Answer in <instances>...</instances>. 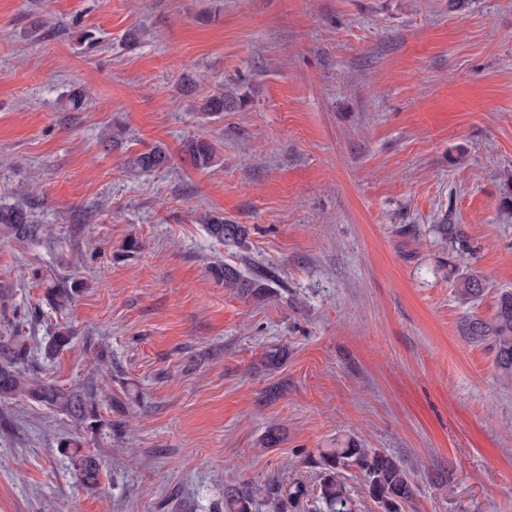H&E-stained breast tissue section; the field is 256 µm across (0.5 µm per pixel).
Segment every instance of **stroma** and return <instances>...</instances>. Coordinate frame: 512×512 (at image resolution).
<instances>
[{
	"label": "stroma",
	"mask_w": 512,
	"mask_h": 512,
	"mask_svg": "<svg viewBox=\"0 0 512 512\" xmlns=\"http://www.w3.org/2000/svg\"><path fill=\"white\" fill-rule=\"evenodd\" d=\"M220 87L247 105L204 115ZM156 145L166 169L128 168ZM0 204L55 233L0 241V339L70 326L35 371L126 401L101 436L0 406V512H222L274 478L317 512L315 461L351 439L408 468L402 512H512V386L462 334L512 289V0H0ZM208 214L247 226L269 296L216 278L238 251ZM447 214L472 254L435 244ZM55 278L79 287L58 312ZM181 150L198 167L209 166L214 158L212 144L198 135L187 136L183 139ZM486 291L487 282L485 278L475 271L466 273L455 284L456 296L462 302H476L484 296ZM60 448H64L63 451L70 457L81 484L86 488L96 487L102 471L97 456L82 451L83 442L78 439L61 441ZM251 491L243 487L228 488L224 493V512H259Z\"/></svg>",
	"instance_id": "obj_1"
}]
</instances>
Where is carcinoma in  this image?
<instances>
[{
    "label": "carcinoma",
    "instance_id": "cac0c4a2",
    "mask_svg": "<svg viewBox=\"0 0 512 512\" xmlns=\"http://www.w3.org/2000/svg\"><path fill=\"white\" fill-rule=\"evenodd\" d=\"M241 105V98L227 96L221 91L210 96L203 109L209 114H219ZM181 150L198 167L209 166L214 158L212 144L198 135L183 139ZM168 161L166 149L155 146L129 159L127 164L134 170L151 172L165 168ZM204 220L212 237L235 245L242 252L241 260H247L249 242L244 225L235 224L221 215L208 214ZM0 229L5 237L16 240L35 241L48 233L45 225L32 223L27 211L20 207L0 209ZM436 233L453 250L466 249L461 225L446 222L436 227ZM224 285L230 288L251 287L241 270L230 265L224 266ZM486 291L485 278L475 271L465 274L455 284L456 296L463 302H476ZM73 299V288L64 279L56 280L47 289V301L55 310L66 308ZM464 333L475 343L490 342L498 376L502 381L512 383V291L503 290L497 294L496 310L491 319L467 317ZM72 339V331L61 327L43 346V357L47 360L55 358ZM31 360V347L25 337L14 336L0 341V400L22 397L55 410L94 435L112 432V421L100 414V395L94 384L64 389L34 373H26ZM60 447L70 457L81 484L86 488L96 487L101 476L97 456L82 451L83 442L78 439L64 440ZM316 465L321 473L318 499L323 504V512H353L352 500L343 481V472L353 467L363 474L368 494L380 512H402V505L410 503L416 493L411 474L399 458L364 448L354 440L321 454ZM303 494L304 488L298 483L293 486L275 485L265 488L264 502L278 508L283 498L293 499ZM224 512H258L252 492L243 487L227 489Z\"/></svg>",
    "mask_w": 512,
    "mask_h": 512
}]
</instances>
